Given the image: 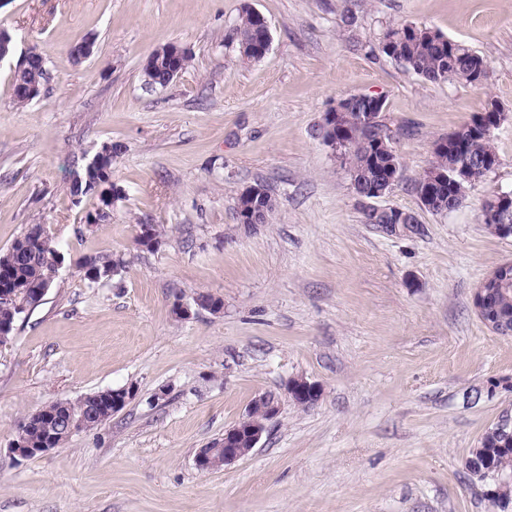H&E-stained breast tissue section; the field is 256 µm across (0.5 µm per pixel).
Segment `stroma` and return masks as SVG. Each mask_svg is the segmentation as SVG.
<instances>
[{"instance_id": "1", "label": "stroma", "mask_w": 512, "mask_h": 512, "mask_svg": "<svg viewBox=\"0 0 512 512\" xmlns=\"http://www.w3.org/2000/svg\"><path fill=\"white\" fill-rule=\"evenodd\" d=\"M271 46L257 62L229 42L243 5ZM428 26L488 64L487 92L428 82L381 55L392 24ZM14 54L0 62V250L46 225L66 260L42 305L0 344V512H497L464 463L512 411V336L490 330L473 295L512 238L489 232L482 200L512 191V0H0ZM93 39V54L71 55ZM192 52L163 88L149 54ZM45 58L38 98L12 76ZM353 94L386 100L403 180L385 203L418 232L363 221L344 169L319 136ZM494 99L499 165L446 214L412 190L433 143ZM120 145L125 192L110 223L95 197L71 204L75 166ZM261 184L271 223L236 219L239 190ZM157 224L162 246L135 242ZM125 268L88 285L85 256ZM220 297L222 313L175 300ZM307 378L322 390L281 414L248 456L208 473L200 448L250 402ZM135 395L110 421L62 447L13 458L18 425L44 404L103 389Z\"/></svg>"}]
</instances>
